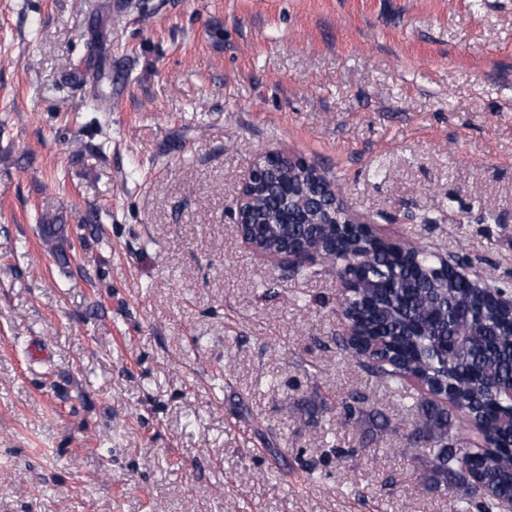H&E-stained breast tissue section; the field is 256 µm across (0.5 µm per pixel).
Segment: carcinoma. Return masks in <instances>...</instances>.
I'll list each match as a JSON object with an SVG mask.
<instances>
[{"mask_svg": "<svg viewBox=\"0 0 512 512\" xmlns=\"http://www.w3.org/2000/svg\"><path fill=\"white\" fill-rule=\"evenodd\" d=\"M278 172L280 185L255 194L256 223L248 232L258 249L282 250L290 241L308 238L328 250L326 263L338 277L365 268L363 286L340 301L358 329L344 347L387 387L400 392L406 406L423 408L409 439L430 443L435 486L462 491L457 512H498L497 502L484 489L512 495V485L504 479L512 470V433L501 423L512 412V319L489 302L478 285L452 270L440 271L431 250L405 251L367 235L360 241H340L336 225L317 223L320 216L310 209L308 223H283L281 185H294L293 207L309 204L322 185L304 169L285 166ZM40 224L46 244L62 232L54 217L45 215ZM461 301L469 304L467 323L448 319V310ZM425 393L471 416L483 444L449 446L448 410L424 398Z\"/></svg>", "mask_w": 512, "mask_h": 512, "instance_id": "cac0c4a2", "label": "carcinoma"}]
</instances>
